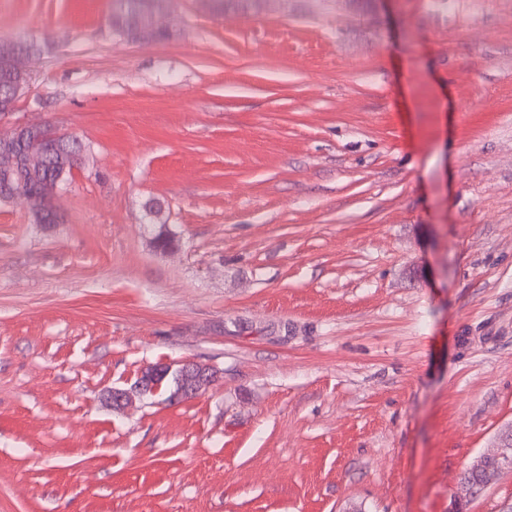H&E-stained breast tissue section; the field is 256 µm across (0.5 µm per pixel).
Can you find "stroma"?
<instances>
[{
    "label": "stroma",
    "mask_w": 512,
    "mask_h": 512,
    "mask_svg": "<svg viewBox=\"0 0 512 512\" xmlns=\"http://www.w3.org/2000/svg\"><path fill=\"white\" fill-rule=\"evenodd\" d=\"M112 7L0 0V134L86 147L64 223L0 201V512H452L512 432V0ZM119 5L112 11L110 21L115 31L131 36L135 39L158 38L165 35L158 34L160 30L154 27L153 6L145 4V1L168 0H116ZM15 51L0 60V68L11 71L15 76L9 92L0 98V112L5 114L11 112L17 100L22 96L29 86L30 72L27 69L26 61L35 49V45L21 39L13 40ZM213 370L206 364L183 362L180 364H158L146 368L130 387H112L105 393V399L112 408L120 409L131 404L135 398L157 395L169 388L165 380L171 379L176 390L168 394L167 401L190 399L212 385L215 380Z\"/></svg>",
    "instance_id": "35a3bbf8"
}]
</instances>
